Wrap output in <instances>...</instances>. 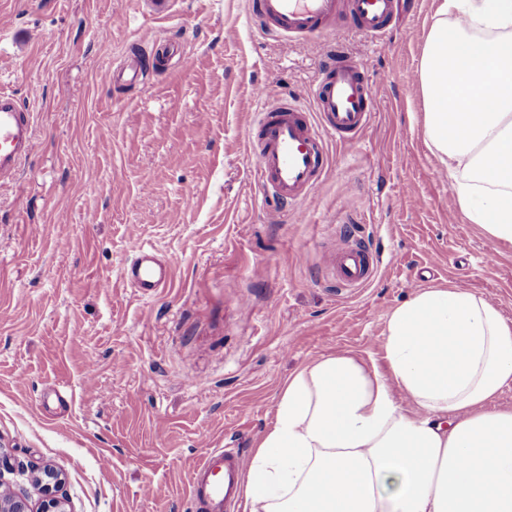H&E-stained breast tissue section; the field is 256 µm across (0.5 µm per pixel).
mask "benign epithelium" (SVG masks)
Here are the masks:
<instances>
[{"instance_id":"1","label":"benign epithelium","mask_w":512,"mask_h":512,"mask_svg":"<svg viewBox=\"0 0 512 512\" xmlns=\"http://www.w3.org/2000/svg\"><path fill=\"white\" fill-rule=\"evenodd\" d=\"M19 475L38 486L41 497L33 503L21 490H16L5 475ZM62 474L49 467H35L18 463L0 455V512H70L63 493Z\"/></svg>"}]
</instances>
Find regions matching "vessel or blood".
<instances>
[{"label":"vessel or blood","instance_id":"obj_1","mask_svg":"<svg viewBox=\"0 0 512 512\" xmlns=\"http://www.w3.org/2000/svg\"><path fill=\"white\" fill-rule=\"evenodd\" d=\"M396 13L397 0H257L255 4L262 32L312 40L335 33V21L343 14L380 46ZM309 93L315 104L311 112L257 91V118L245 130L260 193L288 205L315 192L327 165V137L359 140L379 100V90L367 80L360 58L340 43L327 54ZM34 151L31 112L13 92L1 89L0 185L14 181ZM128 252L122 279L141 298H152L169 286L171 266L154 248L134 239ZM327 266L339 288L364 287L377 272L371 253L358 243L330 254ZM188 480L197 512H233L242 482L239 452L210 448L191 466Z\"/></svg>","mask_w":512,"mask_h":512}]
</instances>
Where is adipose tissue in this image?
Listing matches in <instances>:
<instances>
[{
  "label": "adipose tissue",
  "mask_w": 512,
  "mask_h": 512,
  "mask_svg": "<svg viewBox=\"0 0 512 512\" xmlns=\"http://www.w3.org/2000/svg\"><path fill=\"white\" fill-rule=\"evenodd\" d=\"M424 138L467 223L512 244V0H436ZM384 365L339 352L289 375L247 469V512H512V323L458 287L390 314Z\"/></svg>",
  "instance_id": "1"
}]
</instances>
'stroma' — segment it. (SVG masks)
I'll return each mask as SVG.
<instances>
[{
	"mask_svg": "<svg viewBox=\"0 0 512 512\" xmlns=\"http://www.w3.org/2000/svg\"><path fill=\"white\" fill-rule=\"evenodd\" d=\"M252 0H0V85L36 152L0 186V449L66 478L71 512H193L211 445L251 456L289 374L323 354L383 355L393 309L459 285L512 321V244L464 221L428 149L418 65L434 0H399L385 46L337 29L383 86L360 143L331 138L314 197L261 199L244 130L253 91L313 102L325 40L258 30ZM178 57L158 64L156 50ZM137 82L106 85L131 58ZM174 269L143 299L130 237ZM379 262L365 287L326 266L346 241Z\"/></svg>",
	"mask_w": 512,
	"mask_h": 512,
	"instance_id": "obj_1",
	"label": "stroma"
}]
</instances>
